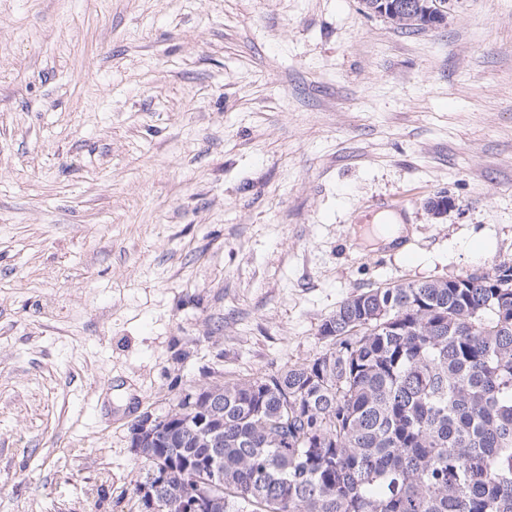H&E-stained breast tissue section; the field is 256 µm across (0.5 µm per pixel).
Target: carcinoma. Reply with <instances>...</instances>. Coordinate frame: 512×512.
<instances>
[{"label": "carcinoma", "mask_w": 512, "mask_h": 512, "mask_svg": "<svg viewBox=\"0 0 512 512\" xmlns=\"http://www.w3.org/2000/svg\"><path fill=\"white\" fill-rule=\"evenodd\" d=\"M317 335L305 362L217 387V444L178 401L134 449L135 512L209 481L213 512H512L511 259L352 295Z\"/></svg>", "instance_id": "obj_1"}]
</instances>
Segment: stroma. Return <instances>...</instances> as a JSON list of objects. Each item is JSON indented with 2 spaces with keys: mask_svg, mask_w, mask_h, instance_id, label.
<instances>
[{
  "mask_svg": "<svg viewBox=\"0 0 512 512\" xmlns=\"http://www.w3.org/2000/svg\"><path fill=\"white\" fill-rule=\"evenodd\" d=\"M395 196L403 245L365 244ZM503 259L512 0L415 33L362 0H0V512H132L139 416Z\"/></svg>",
  "mask_w": 512,
  "mask_h": 512,
  "instance_id": "1",
  "label": "stroma"
}]
</instances>
